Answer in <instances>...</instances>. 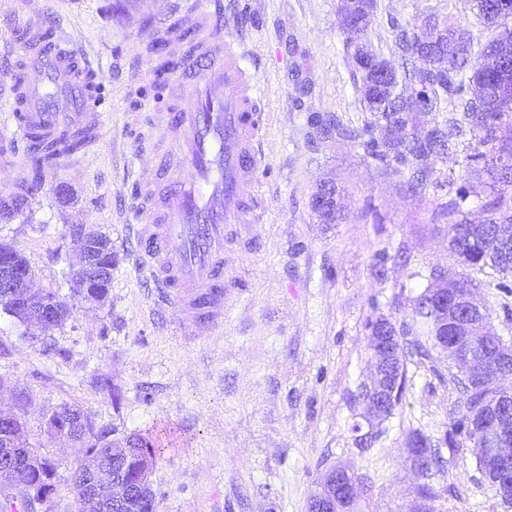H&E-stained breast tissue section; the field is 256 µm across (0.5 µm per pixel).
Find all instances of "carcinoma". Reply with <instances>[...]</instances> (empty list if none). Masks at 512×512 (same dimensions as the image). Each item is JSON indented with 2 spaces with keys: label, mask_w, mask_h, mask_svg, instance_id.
<instances>
[{
  "label": "carcinoma",
  "mask_w": 512,
  "mask_h": 512,
  "mask_svg": "<svg viewBox=\"0 0 512 512\" xmlns=\"http://www.w3.org/2000/svg\"><path fill=\"white\" fill-rule=\"evenodd\" d=\"M475 17L488 33L477 37L472 30L460 25L445 30L448 39L443 49L448 56V73L441 72L442 54L436 50L427 60L414 54L411 27L393 26L394 51L401 60L400 69L394 71L384 89L385 102L375 103L365 92L368 72L357 54L349 53L348 60L360 74L358 91L366 103L373 120L360 130H351L332 115L315 116L313 128L324 138L334 135L360 139L367 154L383 163L395 161L405 166V185L412 194H420L430 186L448 188L455 192L445 215L448 216V246L460 262L482 271L491 268L506 279L512 275V246L503 248L498 242L502 225H512V115L495 108L497 93L512 97V68L489 72L484 66L487 59L505 53L512 56V0H472ZM375 14L369 12L351 21L352 30L362 36L369 34ZM440 113L442 118L420 136L405 134V127L416 125L426 113ZM381 130V139L372 137V128ZM469 134L474 144L463 147L459 138ZM435 158L448 167V174L433 170L427 160ZM479 167L493 175L497 189L493 199L483 204L486 219L472 224L462 218L467 204V192L454 188L456 172ZM414 318L418 329L406 327L398 333L399 365L407 370L406 356L434 362H448V375L458 391L453 410L451 427L444 441L450 447L468 442L470 433L466 427V409L493 402L502 381L512 375V362L499 358L504 340L497 333L492 321L491 309H486L482 319L484 326L475 332L476 341L484 352L486 373L479 381L456 370L455 355L441 343V322L430 308V287L417 295ZM94 445L85 448V454L101 458L100 472L109 476L123 470L134 489L149 484L159 448L152 441L137 433L126 436L124 446L117 454L112 453L111 432L93 435ZM11 451L18 455H30L41 459L40 476L56 490L58 464L42 454L23 437L17 438ZM85 464L73 468L71 490L76 497L85 494ZM440 493L429 484L421 486L418 498L409 512H434L432 502ZM360 496L336 497L328 502L331 512H362Z\"/></svg>",
  "instance_id": "1"
}]
</instances>
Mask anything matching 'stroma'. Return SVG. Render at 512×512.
Wrapping results in <instances>:
<instances>
[{
	"label": "stroma",
	"mask_w": 512,
	"mask_h": 512,
	"mask_svg": "<svg viewBox=\"0 0 512 512\" xmlns=\"http://www.w3.org/2000/svg\"><path fill=\"white\" fill-rule=\"evenodd\" d=\"M183 0H0V195L38 182L29 210L0 223V242L30 261L37 289L71 307L46 342L29 339L0 312V410H15L31 444L58 464L52 501L36 512H81L70 490L79 446L49 438L44 417L81 407L115 437L139 432L161 449L150 476L158 512H306L325 471L353 467L364 482L366 512H407L419 486L441 489L435 512H504L468 445L441 440L457 392L430 363L408 365L394 415L369 425L360 387L372 372L370 322L411 325L413 301L432 269H453L448 250L447 190L412 195L397 166L369 157L360 141L317 138L310 118L332 114L362 129L365 112L338 23L339 0H224L231 32L249 51L270 114L261 179L266 223L253 227L258 249L236 252L243 279L224 306L218 331L191 337L174 312L159 309L135 270L126 224L124 165L149 157L148 125L159 55L138 40ZM437 14L448 26L476 25L469 0H378L368 36L372 50L392 53V23ZM95 53L110 106L82 162L21 171L23 146L11 123L10 47L48 17ZM341 195L342 217L320 221L311 199L321 184ZM92 224L112 241L116 262L103 303L80 294L69 275L76 259L68 226ZM476 299L512 342V291L493 270L465 269ZM109 380L116 398L100 389ZM422 432L441 444V470L422 476L406 461V442ZM371 434L362 448L360 434Z\"/></svg>",
	"instance_id": "stroma-1"
}]
</instances>
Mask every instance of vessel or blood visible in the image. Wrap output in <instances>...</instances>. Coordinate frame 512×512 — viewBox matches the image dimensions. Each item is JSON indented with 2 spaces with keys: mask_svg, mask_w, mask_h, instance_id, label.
<instances>
[{
  "mask_svg": "<svg viewBox=\"0 0 512 512\" xmlns=\"http://www.w3.org/2000/svg\"><path fill=\"white\" fill-rule=\"evenodd\" d=\"M194 32L183 44L181 31ZM224 0H194L161 29L139 31L141 41H165L188 83L159 96L152 129L160 142L159 168L138 165L124 188L135 269L159 290L161 305L174 309L181 326L195 333L222 326L224 304L238 284L224 258V241L262 223L259 173L268 114L247 50L227 31ZM19 72L11 119L23 140L38 135L71 158L67 134H93L106 102L98 69L79 42L61 28L43 33L37 48L16 40Z\"/></svg>",
  "mask_w": 512,
  "mask_h": 512,
  "instance_id": "obj_1",
  "label": "vessel or blood"
}]
</instances>
